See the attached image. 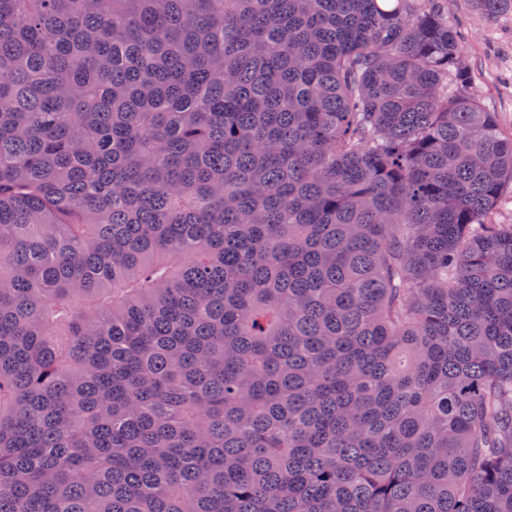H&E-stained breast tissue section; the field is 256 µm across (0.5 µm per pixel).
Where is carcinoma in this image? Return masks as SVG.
<instances>
[{
  "label": "carcinoma",
  "instance_id": "cac0c4a2",
  "mask_svg": "<svg viewBox=\"0 0 512 512\" xmlns=\"http://www.w3.org/2000/svg\"><path fill=\"white\" fill-rule=\"evenodd\" d=\"M469 88L439 0H0V512H512Z\"/></svg>",
  "mask_w": 512,
  "mask_h": 512
}]
</instances>
